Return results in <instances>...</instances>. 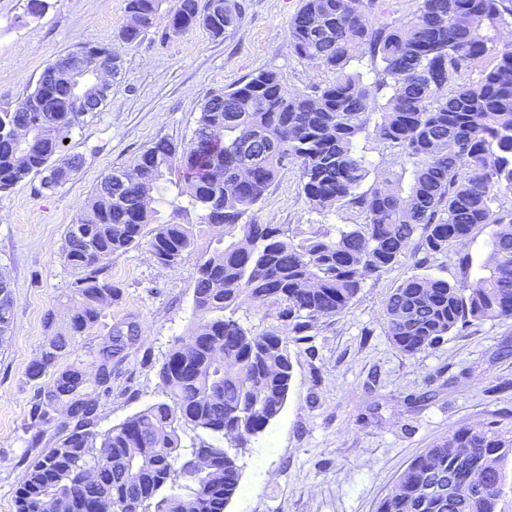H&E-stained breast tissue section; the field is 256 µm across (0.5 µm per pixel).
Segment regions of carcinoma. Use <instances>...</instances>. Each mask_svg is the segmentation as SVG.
<instances>
[{"label":"carcinoma","instance_id":"obj_1","mask_svg":"<svg viewBox=\"0 0 512 512\" xmlns=\"http://www.w3.org/2000/svg\"><path fill=\"white\" fill-rule=\"evenodd\" d=\"M119 32L138 43L153 25L158 0H128ZM235 0H175L168 33L201 26L221 37L241 24ZM512 31L504 0H420L398 27L374 26L364 0H301L288 28L290 52L328 77L309 92L289 93L281 77L260 71L227 91L209 93L190 138L155 139L128 166L103 175L76 223L62 258L76 279L67 319L48 313L52 336L28 376L39 378L112 305L118 286L103 277L112 256L147 243L154 261L172 267L196 253L207 227L223 246L197 260L192 347L178 341L158 375L166 399L103 434L88 429L99 395L112 383V358L135 342L139 326H113L107 352H89L101 372H74L79 360L38 393L33 416L49 425L75 421L49 452L31 463L15 491L17 512H226L240 487L239 450L263 434L285 407L294 366L289 349L318 320L341 314L365 281L404 256L414 236L425 256L448 254L481 226L489 250L472 278L473 258L458 254V278L414 274L383 304L392 344L407 355L439 345L476 321L512 319ZM368 59V70L352 62ZM112 49L82 46L44 66L57 81H36L15 110L0 113V193L31 175L47 190L64 186L80 159L62 154L85 117L101 111L117 73ZM481 69V77L470 73ZM374 137L409 164V181L375 166L360 150ZM247 167L252 178L240 177ZM293 167L310 208L349 214L347 224L308 229L257 224L254 209ZM175 173L187 189L169 199L162 181ZM192 208L197 224L163 220ZM279 306L288 332L256 331L235 317L244 304ZM14 298L0 274V343ZM512 437L466 426L417 455L377 512H497ZM480 475L476 483L471 473Z\"/></svg>","mask_w":512,"mask_h":512}]
</instances>
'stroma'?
Listing matches in <instances>:
<instances>
[{"label": "stroma", "instance_id": "1", "mask_svg": "<svg viewBox=\"0 0 512 512\" xmlns=\"http://www.w3.org/2000/svg\"><path fill=\"white\" fill-rule=\"evenodd\" d=\"M242 27L212 37L197 26L166 32L174 0H161L153 26L133 45L118 39L127 0H47L37 17L27 0H0V112L16 109L43 67L82 45L121 56L103 111L88 116L65 151L82 165L53 191L31 177L0 195V272L12 287L14 317L0 345V512H15V491L27 466L58 438L53 426L36 431L31 408L48 378L106 341L113 325L135 321L138 341L112 360V388L98 400L92 428L107 432L162 400L158 371L192 320L195 260L164 268L148 246L114 255L106 274L120 289L76 354L64 355L45 377L29 365L48 342V310L70 294L75 276L62 259L66 228L100 176L128 165L152 141L187 140L199 104L260 70L277 73L288 92L322 82L324 72L288 50V25L300 0H237ZM260 224H335L336 213L312 210L295 169L285 170L253 214ZM489 230H475L463 248L430 259L425 271L458 275V251L485 258ZM423 255L413 240L398 263L367 279L344 313L319 321L291 343L293 383L281 415L239 460L240 490L228 512H376L410 461L432 442L464 425L512 435V320H487L413 356L399 352L382 325L387 296ZM42 440L28 442L34 434Z\"/></svg>", "mask_w": 512, "mask_h": 512}]
</instances>
